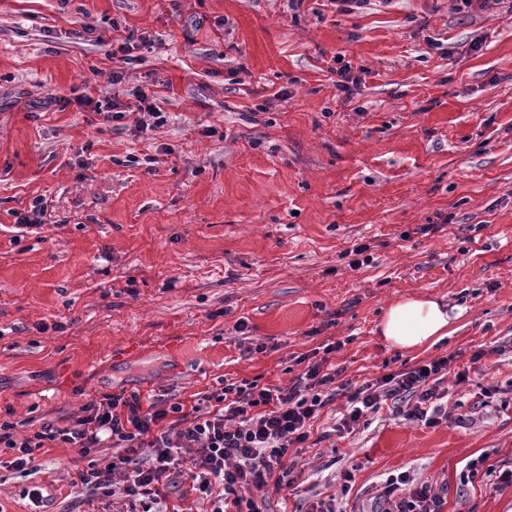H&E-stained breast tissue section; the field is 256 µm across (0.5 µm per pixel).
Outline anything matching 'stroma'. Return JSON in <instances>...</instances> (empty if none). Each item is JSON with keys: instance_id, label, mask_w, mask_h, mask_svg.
I'll list each match as a JSON object with an SVG mask.
<instances>
[{"instance_id": "stroma-1", "label": "stroma", "mask_w": 512, "mask_h": 512, "mask_svg": "<svg viewBox=\"0 0 512 512\" xmlns=\"http://www.w3.org/2000/svg\"><path fill=\"white\" fill-rule=\"evenodd\" d=\"M139 90L166 118L143 134ZM114 95L129 110L103 122ZM38 198L41 226L18 224ZM411 294L462 310L424 351L376 333ZM334 341L354 384L451 356L448 417L336 433L328 405L266 512H370L400 472L440 512H512L490 476L512 469V0H0V419L285 387ZM81 464L53 444L0 468V512H32L34 485L45 512H104L73 494Z\"/></svg>"}]
</instances>
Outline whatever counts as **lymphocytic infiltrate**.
<instances>
[{"instance_id":"f902f5d3","label":"lymphocytic infiltrate","mask_w":512,"mask_h":512,"mask_svg":"<svg viewBox=\"0 0 512 512\" xmlns=\"http://www.w3.org/2000/svg\"><path fill=\"white\" fill-rule=\"evenodd\" d=\"M450 357L409 366L399 372L344 387L346 411L336 430L358 426L391 401L405 420L432 425L448 415L441 383ZM339 374L327 360L308 365L291 386L268 388L257 381L228 383L212 393L214 411L116 393L84 405L69 424L47 421L30 435L17 437L14 423L0 422V454L11 466H32L46 445L75 449L84 464L71 485L102 501L122 500L134 512H154L170 490L184 481L210 506L209 512H262L270 482L291 486L288 451L306 443L311 424L336 395L329 386ZM111 441L109 459L96 458L101 441ZM382 512H438L432 486H410L406 474L391 475L378 495Z\"/></svg>"}]
</instances>
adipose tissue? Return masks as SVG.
Instances as JSON below:
<instances>
[{
	"instance_id": "obj_1",
	"label": "adipose tissue",
	"mask_w": 512,
	"mask_h": 512,
	"mask_svg": "<svg viewBox=\"0 0 512 512\" xmlns=\"http://www.w3.org/2000/svg\"><path fill=\"white\" fill-rule=\"evenodd\" d=\"M457 318V312L436 298L407 295L385 307L377 330L389 345L416 350L451 335Z\"/></svg>"
}]
</instances>
